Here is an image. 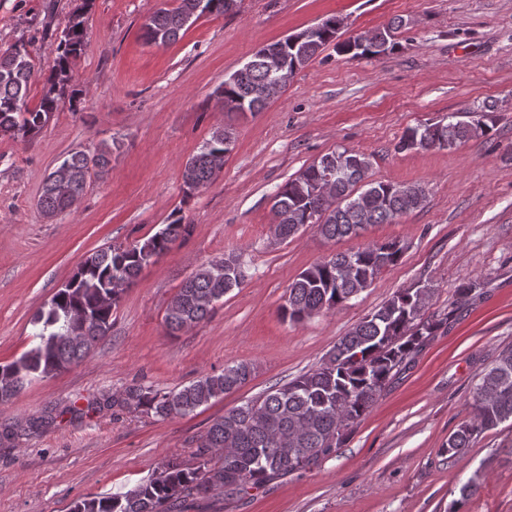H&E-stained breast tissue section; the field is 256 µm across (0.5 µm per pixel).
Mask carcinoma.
Wrapping results in <instances>:
<instances>
[{
	"label": "carcinoma",
	"mask_w": 512,
	"mask_h": 512,
	"mask_svg": "<svg viewBox=\"0 0 512 512\" xmlns=\"http://www.w3.org/2000/svg\"><path fill=\"white\" fill-rule=\"evenodd\" d=\"M226 0H180L177 7L157 11L145 32L160 36L161 44L176 41L203 14L220 16ZM90 0H83L62 31L55 64L44 74L33 61L30 43L20 40L0 55V138L27 139L37 135L56 111L59 96L71 81V64L87 50L85 15ZM404 28L393 18L372 38L354 45L336 44V52L351 59L373 58L379 47L391 52ZM336 40V29L323 26L301 44L279 40L282 64L303 68ZM43 80L45 91L38 105L27 106L33 83ZM260 54L241 69L235 83L224 86V98L234 103L230 112L265 109L268 101L256 90L271 83ZM493 105L468 110L465 119L454 115L408 128L396 145L398 151L452 149L457 144L487 135ZM234 136L224 127L185 163L184 196L207 186L224 167ZM358 160L355 170L342 167L344 155ZM112 148L75 151L63 159L69 193L61 192L55 174L44 181L38 207L46 217L65 211L74 197L83 195L89 180L108 171ZM337 169L335 195L325 203L314 198L310 182L316 170ZM372 162L364 153L332 151L313 161L276 193L272 210L281 218L280 237L286 240L311 224L328 240L358 236L373 224H395L425 199L416 184H392L370 179ZM189 231L183 217L171 219L150 237L129 245L108 246L88 255L67 283L33 319V344L15 360L0 364V403L11 400L27 385L54 376L87 358L112 328V314L124 289L141 269L169 251ZM404 246L397 241L371 242L355 251L337 252L302 271L288 286L283 316L302 321L331 311L369 287L385 270L401 259ZM245 274L240 259L228 256L212 260L190 276L167 307L165 322L176 333L210 317L216 303L242 287ZM478 285L461 283L455 288L448 317L466 305ZM431 288L416 283L395 292L381 307L364 317L350 332L339 337L319 366L285 384L236 406L213 419L201 444L189 461L169 458L154 468L144 482L121 494L84 497L71 512H176L189 499L221 498L226 492L260 488L275 476L301 471L326 458L350 438L354 428L370 412L386 383L444 324L424 319ZM252 369L245 363L227 364L219 373L205 374L181 388L167 392L147 387L132 388L112 403L133 404L162 419L193 414L224 394L243 387ZM512 420V346L502 349L476 385L470 419L448 437V460L465 453L479 434Z\"/></svg>",
	"instance_id": "obj_1"
}]
</instances>
